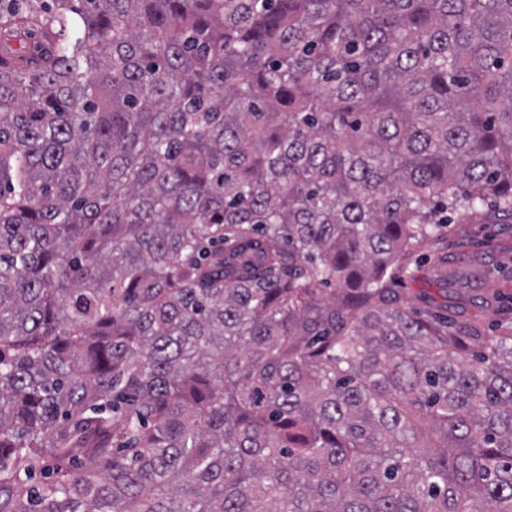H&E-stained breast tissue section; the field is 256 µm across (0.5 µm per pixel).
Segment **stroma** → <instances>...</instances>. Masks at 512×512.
<instances>
[{"instance_id": "stroma-1", "label": "stroma", "mask_w": 512, "mask_h": 512, "mask_svg": "<svg viewBox=\"0 0 512 512\" xmlns=\"http://www.w3.org/2000/svg\"><path fill=\"white\" fill-rule=\"evenodd\" d=\"M449 216L447 269L455 278L441 281L434 264L426 263L407 288L408 300L414 306H442L449 315L499 330L487 303L496 297L512 301V220H465L456 210Z\"/></svg>"}]
</instances>
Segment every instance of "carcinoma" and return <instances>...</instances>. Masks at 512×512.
<instances>
[{"label": "carcinoma", "mask_w": 512, "mask_h": 512, "mask_svg": "<svg viewBox=\"0 0 512 512\" xmlns=\"http://www.w3.org/2000/svg\"><path fill=\"white\" fill-rule=\"evenodd\" d=\"M43 2L0 0V512H512V330L401 293L438 210L512 219V0Z\"/></svg>", "instance_id": "obj_1"}]
</instances>
